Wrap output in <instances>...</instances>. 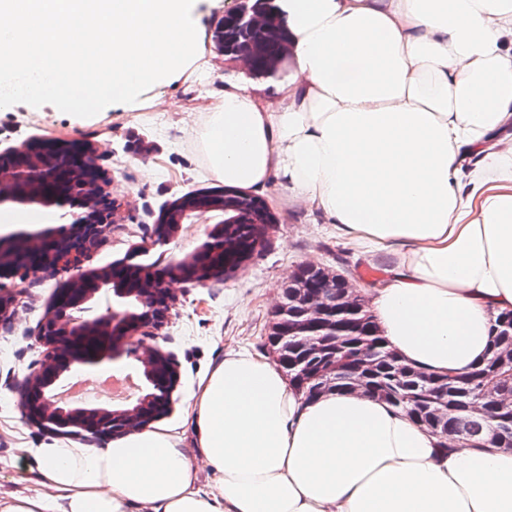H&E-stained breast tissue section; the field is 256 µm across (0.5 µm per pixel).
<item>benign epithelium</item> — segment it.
I'll list each match as a JSON object with an SVG mask.
<instances>
[{
	"label": "benign epithelium",
	"mask_w": 512,
	"mask_h": 512,
	"mask_svg": "<svg viewBox=\"0 0 512 512\" xmlns=\"http://www.w3.org/2000/svg\"><path fill=\"white\" fill-rule=\"evenodd\" d=\"M273 3L264 9L242 4L225 12L219 31L220 49H225V24L243 31H257L273 22H282L280 13L270 14ZM235 59L254 75L274 77L278 66L262 69L255 65L256 52L241 51ZM244 196L230 189L216 190L176 200L156 224L153 245L170 243L181 226L201 214H214L221 220L209 227L206 239L196 250L164 266L144 263L139 258L149 253L136 248L111 267H84L91 251L117 217L118 204L102 187L97 156L92 148L48 141L36 147H23L0 155V205H38L69 208L66 224L37 232L0 235V272L21 268L29 273L69 269L77 271L60 292L40 326L38 340L45 348L44 359L37 370L26 378L20 393V406L25 418L42 428L62 436L104 438L124 435L144 428L165 415L177 383L171 360L159 349L152 348L138 357L147 382V390L136 403L124 409L80 406L59 397L58 389L75 363L98 365L119 356L120 349L112 338L151 336L168 320L176 297L174 282H193L199 286L224 275V265L212 259L217 243L224 242V225L256 224L263 230L274 223L266 206L252 198L243 208ZM112 293L115 304L93 318L98 295ZM346 313L359 314L366 308L364 296L348 280L323 270L317 281L298 283L289 295L281 294L275 307L274 342L280 343L302 331L301 347L312 357L326 336L336 337V346L345 343V326L330 325L327 314L331 304ZM15 295L0 289V323L13 314ZM357 368L368 371L378 363V356L368 342L360 344ZM393 382L404 385L407 369L401 357L387 352ZM344 390L365 396L384 398L388 388L369 386L342 375V362L328 368ZM303 383L312 384V393L326 389V373L311 369L302 371ZM448 407L434 401L428 404L427 418L420 424L435 435L448 438Z\"/></svg>",
	"instance_id": "obj_1"
}]
</instances>
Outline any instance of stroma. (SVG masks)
Listing matches in <instances>:
<instances>
[{
	"mask_svg": "<svg viewBox=\"0 0 512 512\" xmlns=\"http://www.w3.org/2000/svg\"><path fill=\"white\" fill-rule=\"evenodd\" d=\"M238 0H199L198 51L194 64L177 80L154 87L142 96L135 111L115 104L99 114L80 118L52 105L35 110L19 103L0 111V153L34 140L62 139L96 149L107 183L105 189L123 205L120 217L105 232L89 264L103 267L124 258L133 246L148 247V261L177 260L191 253L205 238L206 225H182L169 244L154 245L155 226L173 201L219 187L206 166L196 139L208 107L218 103L228 80L245 79L264 101L278 100L267 79L250 76L243 65L220 53L215 31L225 11ZM165 114L157 123L156 114ZM275 218L266 242L241 267L200 287L174 284L176 305L171 320L156 336L122 344L121 357L102 364L75 366L76 375L91 377L119 371L141 373L134 356L139 345L160 348L174 362L178 383L166 426L180 425L198 378L225 352L243 345L267 353L272 310L282 287L300 265L315 264L345 276L355 288L366 290L382 280L394 258L357 253L331 225L295 201L285 202L278 181L252 191ZM67 274L17 272L1 279L16 293L10 324L0 327V490L35 488L28 449L48 444L67 446L71 440L29 424L19 404L20 384L37 368L45 349L37 341L53 298Z\"/></svg>",
	"mask_w": 512,
	"mask_h": 512,
	"instance_id": "obj_1",
	"label": "stroma"
}]
</instances>
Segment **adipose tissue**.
Masks as SVG:
<instances>
[{
	"instance_id": "adipose-tissue-1",
	"label": "adipose tissue",
	"mask_w": 512,
	"mask_h": 512,
	"mask_svg": "<svg viewBox=\"0 0 512 512\" xmlns=\"http://www.w3.org/2000/svg\"><path fill=\"white\" fill-rule=\"evenodd\" d=\"M294 64L262 105L224 85L200 134L225 185L281 180L355 248L396 256L371 290L408 363L461 377L512 312V0H277ZM172 427L29 449L37 488L0 512H512V450L449 441L384 400L305 399L240 348ZM212 480L201 487L195 463Z\"/></svg>"
}]
</instances>
